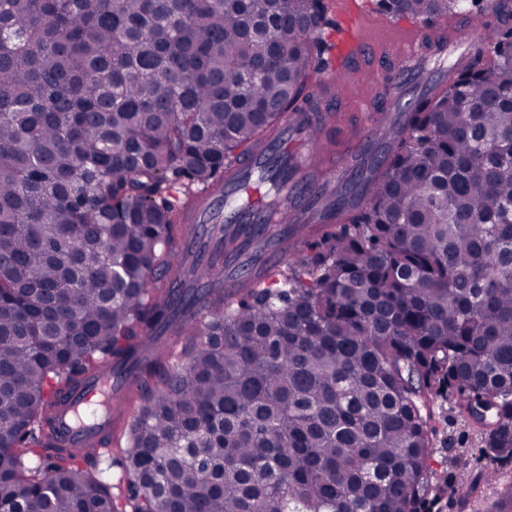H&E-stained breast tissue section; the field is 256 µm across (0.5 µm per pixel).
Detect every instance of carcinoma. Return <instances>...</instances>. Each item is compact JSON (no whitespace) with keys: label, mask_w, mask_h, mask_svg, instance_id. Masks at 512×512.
I'll use <instances>...</instances> for the list:
<instances>
[{"label":"carcinoma","mask_w":512,"mask_h":512,"mask_svg":"<svg viewBox=\"0 0 512 512\" xmlns=\"http://www.w3.org/2000/svg\"><path fill=\"white\" fill-rule=\"evenodd\" d=\"M490 10L491 54L394 96L333 219L299 223L320 240L226 296L224 253L265 243L199 236L194 197L319 107L323 0H0V512H124L51 416L106 360L138 381L132 512H417L445 389L512 460V0Z\"/></svg>","instance_id":"carcinoma-1"}]
</instances>
